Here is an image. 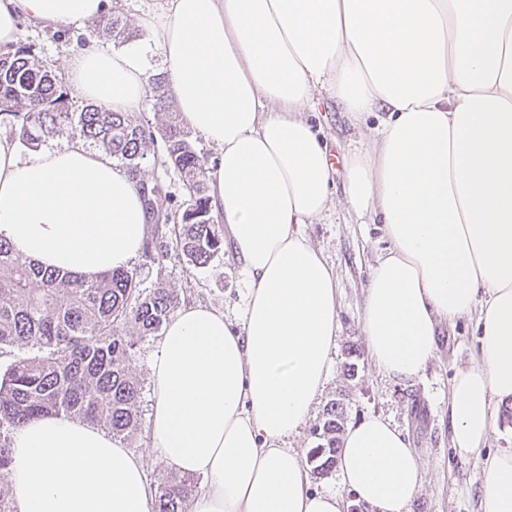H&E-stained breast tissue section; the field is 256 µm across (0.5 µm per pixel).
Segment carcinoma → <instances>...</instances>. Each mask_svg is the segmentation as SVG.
Wrapping results in <instances>:
<instances>
[{
    "mask_svg": "<svg viewBox=\"0 0 512 512\" xmlns=\"http://www.w3.org/2000/svg\"><path fill=\"white\" fill-rule=\"evenodd\" d=\"M125 43L138 33L115 15L92 22ZM156 94L153 110L165 120L153 126L135 124L126 112H110L93 104L77 106L62 79L31 59L19 45L0 54V117L8 121L20 144L37 147L63 134L96 147L132 173L162 140L158 158L163 169L180 174L188 193L180 221L153 224L144 257L156 273L157 285L141 287L138 268L114 270L93 281L45 270L0 241V348L27 353L0 376V475L9 471V432L47 416L79 418L125 439L139 424L142 385L130 369L136 342L126 333L158 335L178 308L177 295L161 283L169 247L203 267L224 251L220 224H208L209 168L189 143V131L172 112L163 90L164 78H151ZM171 241H166V238ZM314 429L311 449L314 472L336 467V401L328 403ZM194 479L173 470L157 477L155 512H187Z\"/></svg>",
    "mask_w": 512,
    "mask_h": 512,
    "instance_id": "cac0c4a2",
    "label": "carcinoma"
}]
</instances>
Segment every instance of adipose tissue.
<instances>
[{"mask_svg": "<svg viewBox=\"0 0 512 512\" xmlns=\"http://www.w3.org/2000/svg\"><path fill=\"white\" fill-rule=\"evenodd\" d=\"M108 0H0V47L19 19L60 29ZM139 46L65 60L85 101L139 108L158 52L184 124L220 152L210 206L248 283L241 329L183 306L148 355L150 450L202 476L188 512H407L421 464L404 433L372 416L337 455L345 493L314 492L289 438L331 371L337 282L304 226L333 203L334 171L307 118L327 91L366 148L345 155L344 197L389 246L370 270L363 332L379 372L410 379L437 325L475 316L480 350L448 393L453 448H484L493 404L512 400V0H163ZM138 177L74 143L21 155L0 138V240L42 266L92 279L142 252ZM17 512H153L142 455L83 421L19 428ZM483 512H512V453L488 457Z\"/></svg>", "mask_w": 512, "mask_h": 512, "instance_id": "adipose-tissue-1", "label": "adipose tissue"}]
</instances>
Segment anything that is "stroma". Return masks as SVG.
<instances>
[{
	"mask_svg": "<svg viewBox=\"0 0 512 512\" xmlns=\"http://www.w3.org/2000/svg\"><path fill=\"white\" fill-rule=\"evenodd\" d=\"M20 43L31 46L36 62L55 74H63L68 53L92 45L113 48L110 38L82 39L81 28L65 27L63 34L20 21ZM308 118L330 152L343 156L353 145L366 143V131L354 127L326 92ZM305 232L332 266L338 282L339 336L330 356L332 371L322 394L299 435L288 445L301 457H309L317 444L312 430L325 405L344 393L349 397L348 421L379 415L398 425L422 463L421 489L410 512H482L480 491L484 480L482 457L460 456L451 445L448 392L458 370L473 364L479 350L474 318L440 323L434 358L417 377L393 380L372 364L362 332L365 291L370 267L387 246L378 225L358 223L344 199ZM163 278L145 275L144 287L163 283L177 294L180 304H202L224 312L234 326H241L246 285L231 251H224L208 265L196 267L177 250H169ZM354 374H347V365Z\"/></svg>",
	"mask_w": 512,
	"mask_h": 512,
	"instance_id": "1",
	"label": "stroma"
}]
</instances>
